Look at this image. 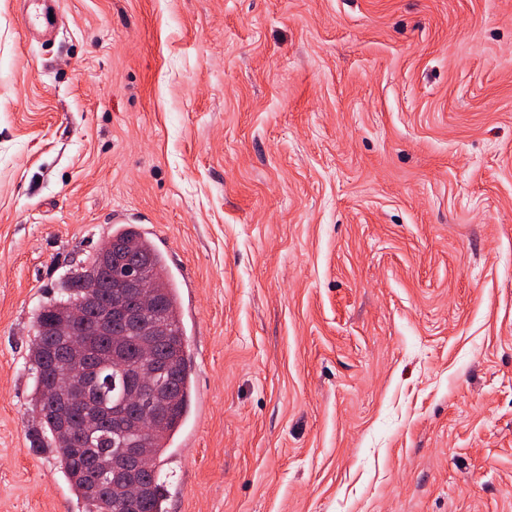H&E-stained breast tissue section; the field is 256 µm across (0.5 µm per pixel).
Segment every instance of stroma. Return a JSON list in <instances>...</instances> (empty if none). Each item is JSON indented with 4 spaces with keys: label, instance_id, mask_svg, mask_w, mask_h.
Here are the masks:
<instances>
[{
    "label": "stroma",
    "instance_id": "35a3bbf8",
    "mask_svg": "<svg viewBox=\"0 0 512 512\" xmlns=\"http://www.w3.org/2000/svg\"><path fill=\"white\" fill-rule=\"evenodd\" d=\"M0 0V512L37 309L147 229L195 403L169 512H512V0ZM18 18L24 35L39 43L49 41L54 33L55 0H16ZM53 12L54 21L50 20Z\"/></svg>",
    "mask_w": 512,
    "mask_h": 512
}]
</instances>
